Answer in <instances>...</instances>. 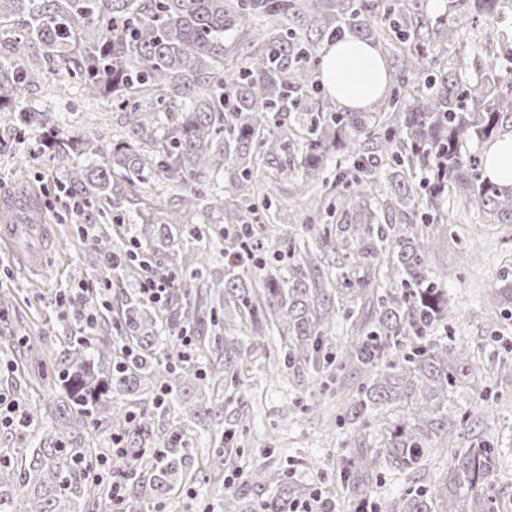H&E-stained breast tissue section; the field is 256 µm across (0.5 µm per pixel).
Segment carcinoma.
<instances>
[{
    "label": "carcinoma",
    "mask_w": 512,
    "mask_h": 512,
    "mask_svg": "<svg viewBox=\"0 0 512 512\" xmlns=\"http://www.w3.org/2000/svg\"><path fill=\"white\" fill-rule=\"evenodd\" d=\"M511 23L512 0H445L433 19L421 0H0V34L16 57L12 67L0 66V113L39 126L37 114L12 107L53 76L126 113L128 131L109 143L43 131L56 161L70 165L69 192L84 206V252L105 283L114 277L112 256L133 269L154 248L179 245L181 227L197 211L221 214L230 273L203 287L223 304L224 320L247 312L252 344L263 348L265 328H279L287 369L317 376L337 366L358 382L338 391L340 419L357 440L339 482L363 505L376 465L411 475L429 470L471 417L449 414L458 379L485 376L483 365L469 361L468 345L430 337L451 308L447 275L431 268L429 252L461 211L512 224V187L484 177L476 151L512 134V37L502 33ZM478 27L479 45L469 40ZM345 31L393 51L390 95L367 113L332 103L310 109L320 93V44ZM454 44L455 54L446 55ZM82 155L101 162L74 163ZM333 155L353 161L355 173L336 165V192L317 195L313 214L333 212L336 223L290 251L288 271L266 266L243 232L247 214L269 204L259 181L274 168L296 174L302 188L322 185ZM160 181L178 209L147 203ZM124 200L137 204L128 238L134 254L91 228L107 218L99 203ZM329 253L333 269L324 265ZM494 295L492 327L512 315V265L501 268ZM215 313L176 307L169 321L213 325ZM341 320L350 331L336 344ZM116 323L120 354L93 335L58 353L54 382L67 390V418L39 448L0 450V512H112V500L90 480L99 450L72 445L109 413L106 398L164 390L197 427L218 404L212 391L247 369L235 337L214 338L210 386L186 404L176 394L191 372L171 359L157 311L132 291ZM154 414L146 403L133 422L120 410L111 416L126 443L116 478L145 508L193 483L203 468L221 479L229 454L219 447L221 431L217 447L191 448L184 431L154 429ZM372 426L381 443L367 448L363 433ZM498 474L495 452L474 436L451 450L429 488L406 492L392 512H500L489 492ZM268 485L260 504L267 512L303 496L263 470L251 474L250 487Z\"/></svg>",
    "instance_id": "1"
}]
</instances>
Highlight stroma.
<instances>
[{
    "instance_id": "1",
    "label": "stroma",
    "mask_w": 512,
    "mask_h": 512,
    "mask_svg": "<svg viewBox=\"0 0 512 512\" xmlns=\"http://www.w3.org/2000/svg\"><path fill=\"white\" fill-rule=\"evenodd\" d=\"M20 109L41 113L48 122L85 134L98 131L112 137L122 133L126 117L105 101L89 102L77 84H69L62 95H52L45 86L30 89L19 102ZM40 134L0 120V217L11 214L30 224L46 225L49 243L41 269L21 264L14 246L0 239V391L10 394L28 416L27 428L0 426V448H35L44 434L56 426L55 409L64 401L62 388L45 398L50 381V358L80 328L75 316L59 302L61 291L79 288L94 280L93 267L82 256L76 242L79 227L61 189L67 184L66 169L53 165ZM309 192L299 190L294 175H285L270 195V208L253 223L254 238L263 245L264 258L273 261L286 252V245L266 235L277 216L294 211L307 212ZM187 245L209 249L211 258L202 279L224 274V227L214 217L202 215L184 225ZM483 253L478 265L460 261L461 245ZM512 257V224H486L476 211H469L460 223L449 225L448 243L431 257L432 265L448 273L452 317L436 328L437 336L450 344L467 342L475 360L487 373L480 389L464 385L454 390L451 408L473 411L474 432L456 436L465 446L472 433H480L499 453L502 481L494 489L501 503L512 504V378L497 374L495 368L512 362V320L490 329L486 306L499 268ZM249 347L251 372L238 383L225 384L220 406L211 415L213 426L233 429L230 440L236 456L224 465L225 482L242 484L251 470L266 468L288 483L310 490L335 484L340 463L355 447L347 423L336 419V392L349 383L347 372L335 370L313 377L307 371L280 370L272 374L278 358L280 339H272L270 351L251 349L244 328L232 331ZM320 400L324 416L316 421L309 407ZM247 406L246 424L236 418L240 406ZM193 488L195 497L174 492L153 512H228L222 484L200 474Z\"/></svg>"
}]
</instances>
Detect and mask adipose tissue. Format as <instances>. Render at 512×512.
I'll use <instances>...</instances> for the list:
<instances>
[{
	"label": "adipose tissue",
	"instance_id": "1",
	"mask_svg": "<svg viewBox=\"0 0 512 512\" xmlns=\"http://www.w3.org/2000/svg\"><path fill=\"white\" fill-rule=\"evenodd\" d=\"M387 69L378 49L345 36L322 54L320 80L326 94L353 112L366 111L385 92Z\"/></svg>",
	"mask_w": 512,
	"mask_h": 512
}]
</instances>
